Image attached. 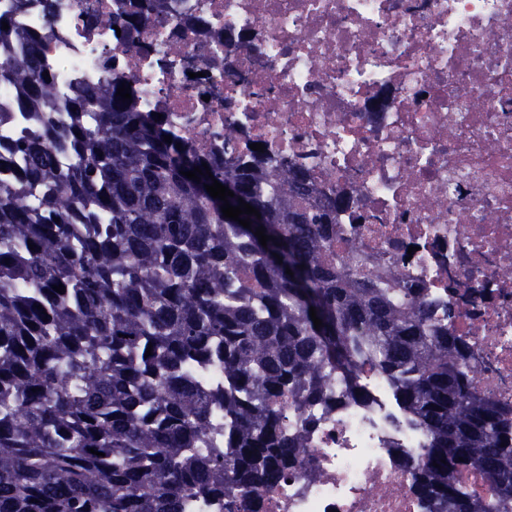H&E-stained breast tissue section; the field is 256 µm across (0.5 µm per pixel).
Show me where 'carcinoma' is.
<instances>
[{
  "label": "carcinoma",
  "mask_w": 512,
  "mask_h": 512,
  "mask_svg": "<svg viewBox=\"0 0 512 512\" xmlns=\"http://www.w3.org/2000/svg\"><path fill=\"white\" fill-rule=\"evenodd\" d=\"M149 10L130 5L128 39ZM43 72L34 44L0 61L36 126L0 142L16 172L0 181V512H237L309 455L276 400L329 405L333 377L363 400L367 368L426 436L425 496L512 512V407L476 390L468 344L399 270L330 257L336 208L310 204L306 171L168 144L115 83L63 121ZM214 179L266 218L267 246L223 216ZM464 469L494 478L498 507L473 501Z\"/></svg>",
  "instance_id": "cac0c4a2"
}]
</instances>
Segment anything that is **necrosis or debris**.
Here are the masks:
<instances>
[{
	"label": "necrosis or debris",
	"instance_id": "4bbe7bcc",
	"mask_svg": "<svg viewBox=\"0 0 512 512\" xmlns=\"http://www.w3.org/2000/svg\"><path fill=\"white\" fill-rule=\"evenodd\" d=\"M57 2L0 0V57L38 37L58 106L115 78L193 148L308 169L312 202L347 198L333 251L456 308L478 390L512 406V0H159L133 44L126 0ZM360 383L362 403L278 401L315 453L257 512H441L410 474L422 430L380 373Z\"/></svg>",
	"mask_w": 512,
	"mask_h": 512
}]
</instances>
